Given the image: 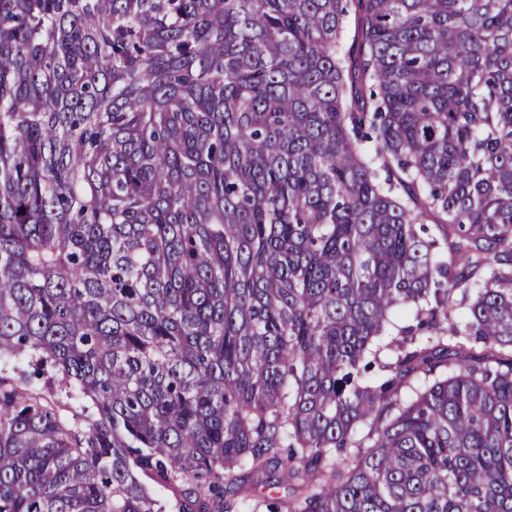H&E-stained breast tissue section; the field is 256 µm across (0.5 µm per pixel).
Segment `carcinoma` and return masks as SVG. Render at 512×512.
<instances>
[{
    "label": "carcinoma",
    "instance_id": "carcinoma-1",
    "mask_svg": "<svg viewBox=\"0 0 512 512\" xmlns=\"http://www.w3.org/2000/svg\"><path fill=\"white\" fill-rule=\"evenodd\" d=\"M250 503L512 512V0H0V512Z\"/></svg>",
    "mask_w": 512,
    "mask_h": 512
}]
</instances>
